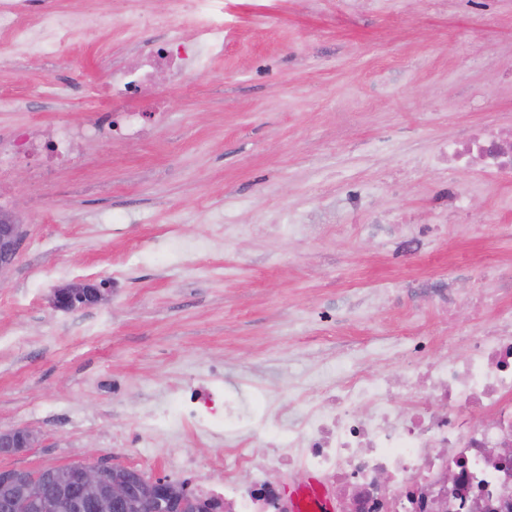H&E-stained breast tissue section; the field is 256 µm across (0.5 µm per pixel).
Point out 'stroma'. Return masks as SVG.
Returning <instances> with one entry per match:
<instances>
[{
    "label": "stroma",
    "mask_w": 512,
    "mask_h": 512,
    "mask_svg": "<svg viewBox=\"0 0 512 512\" xmlns=\"http://www.w3.org/2000/svg\"><path fill=\"white\" fill-rule=\"evenodd\" d=\"M46 13L112 12L71 66L53 49L0 46V145L20 131L89 124L84 91L148 38L166 0H41ZM224 55L164 85L169 106L144 141L120 133L55 155L49 181L18 162L0 171V208L27 231L0 276V431L34 444L0 468L96 460L164 474L169 455L205 459L223 436L188 437L179 389L209 380L253 400L297 401L294 381L335 370L337 336L369 357L377 332L406 336V286L458 275L459 293H495L489 262L512 263V185L467 169L415 166L448 135L512 127V0H224ZM63 85L60 95L35 87ZM467 190L456 221L443 191ZM370 189L359 220L447 225L423 253L395 260L349 223L347 197ZM317 225L292 233L291 222ZM257 224L233 243L224 225ZM103 281L97 306L52 308L55 286ZM390 285L358 315L356 293ZM337 318L324 322L323 311Z\"/></svg>",
    "instance_id": "stroma-1"
}]
</instances>
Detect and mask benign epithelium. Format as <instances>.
<instances>
[{"label": "benign epithelium", "instance_id": "obj_1", "mask_svg": "<svg viewBox=\"0 0 512 512\" xmlns=\"http://www.w3.org/2000/svg\"><path fill=\"white\" fill-rule=\"evenodd\" d=\"M26 231L17 223L16 213H0V273L16 261ZM106 283L70 282L57 286L52 305L60 310H78L101 303ZM31 433L18 428L0 433L1 448H30ZM55 467L37 470L10 468L0 470V480L10 485L13 496L0 502L4 512H181L190 498L188 488L166 490L162 484L138 472L110 477V467L95 461L88 452L84 461L65 467L67 484L55 480Z\"/></svg>", "mask_w": 512, "mask_h": 512}]
</instances>
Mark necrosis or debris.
Returning a JSON list of instances; mask_svg holds the SVG:
<instances>
[{"mask_svg":"<svg viewBox=\"0 0 512 512\" xmlns=\"http://www.w3.org/2000/svg\"><path fill=\"white\" fill-rule=\"evenodd\" d=\"M39 0H0V35L11 43L41 52L53 45L66 56L75 39L94 40L111 26L110 15L77 21L43 16L39 27L24 24ZM195 23L192 42H147L135 64L112 70L97 87L96 99L112 102L85 127L59 126L51 135L71 146L93 136L109 141L123 125L134 142L148 135L140 112L126 101L148 100L156 119L166 105L155 92V76H183L197 61L224 53V0H179L177 8L158 17V26L178 30ZM425 167H477L486 183L512 179V131L488 128L468 137L455 136L421 158ZM362 232L384 234L393 255L407 256L425 246L427 224H365ZM465 355H457L458 347ZM401 358L396 374L356 369L342 376L319 373L302 413L291 402L267 394L263 419H276L280 433L268 438L256 424L247 437L227 436L224 449L201 461L186 454L171 460L169 477L206 467L223 476L218 501L224 512H313L294 508L283 486L285 474L303 471L322 482L336 512H512V305L495 309L483 335L420 332L391 347ZM185 422L197 433H214L232 418L233 398L192 389L180 396ZM460 476L457 490L442 477ZM250 486H243L241 473Z\"/></svg>","mask_w":512,"mask_h":512,"instance_id":"4bbe7bcc","label":"necrosis or debris"}]
</instances>
